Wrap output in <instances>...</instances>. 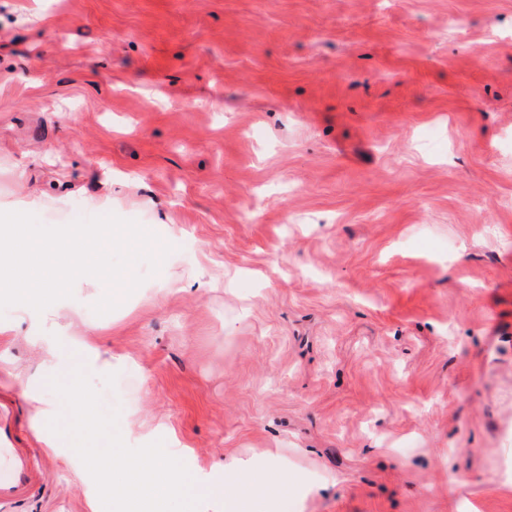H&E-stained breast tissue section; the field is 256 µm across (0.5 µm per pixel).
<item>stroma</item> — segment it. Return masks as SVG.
Masks as SVG:
<instances>
[{"instance_id":"stroma-1","label":"stroma","mask_w":512,"mask_h":512,"mask_svg":"<svg viewBox=\"0 0 512 512\" xmlns=\"http://www.w3.org/2000/svg\"><path fill=\"white\" fill-rule=\"evenodd\" d=\"M106 202L172 251L107 314L94 277L0 311L50 459L0 512H90L47 427L79 364L192 476L277 448L298 512H512V0H0V204Z\"/></svg>"}]
</instances>
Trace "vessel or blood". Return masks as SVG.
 Returning a JSON list of instances; mask_svg holds the SVG:
<instances>
[{"label": "vessel or blood", "mask_w": 512, "mask_h": 512, "mask_svg": "<svg viewBox=\"0 0 512 512\" xmlns=\"http://www.w3.org/2000/svg\"><path fill=\"white\" fill-rule=\"evenodd\" d=\"M47 464L46 455L14 447L9 431L0 427V505L27 499L38 492Z\"/></svg>", "instance_id": "vessel-or-blood-1"}]
</instances>
